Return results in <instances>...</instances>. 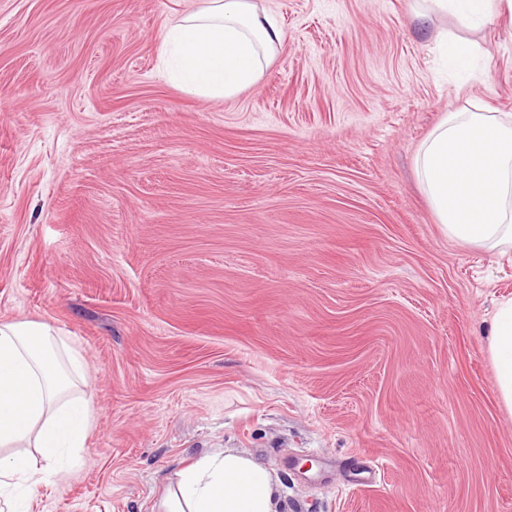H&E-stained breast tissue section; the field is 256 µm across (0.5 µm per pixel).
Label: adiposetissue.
Wrapping results in <instances>:
<instances>
[{"label": "adipose tissue", "instance_id": "adipose-tissue-1", "mask_svg": "<svg viewBox=\"0 0 512 512\" xmlns=\"http://www.w3.org/2000/svg\"><path fill=\"white\" fill-rule=\"evenodd\" d=\"M504 9L512 13V0H423L420 16L481 20ZM283 36L251 0H206L166 30L160 56L187 94L223 99L262 77ZM416 166L449 239L512 251V114L449 113ZM488 346L495 394L512 411V299L498 305ZM96 412L83 357L67 337L46 323H0V512H30L39 489L64 474V457L86 448ZM160 509L279 512V501L264 465L226 450L178 471Z\"/></svg>", "mask_w": 512, "mask_h": 512}]
</instances>
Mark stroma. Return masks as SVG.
Wrapping results in <instances>:
<instances>
[{"instance_id":"35a3bbf8","label":"stroma","mask_w":512,"mask_h":512,"mask_svg":"<svg viewBox=\"0 0 512 512\" xmlns=\"http://www.w3.org/2000/svg\"><path fill=\"white\" fill-rule=\"evenodd\" d=\"M256 3L283 43L209 100L159 57L204 0H0V323L70 337L97 407L38 512H157L217 449L282 512H512L487 339L512 257L449 240L415 169L448 113H512V21ZM446 38L449 61L458 67L466 66L472 58V45L464 40L451 36H443Z\"/></svg>"}]
</instances>
